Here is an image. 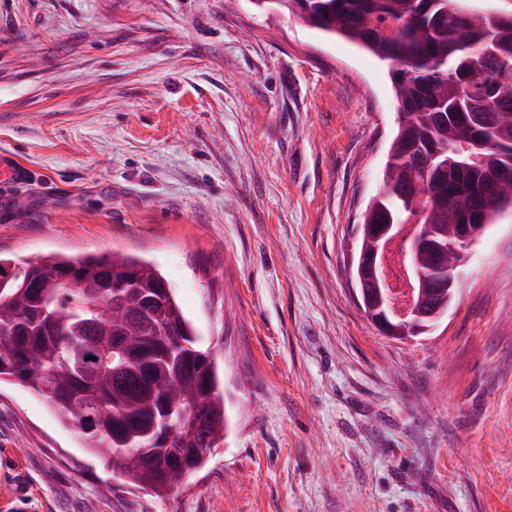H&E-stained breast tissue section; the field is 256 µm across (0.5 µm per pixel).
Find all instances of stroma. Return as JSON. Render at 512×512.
<instances>
[{"label": "stroma", "instance_id": "35a3bbf8", "mask_svg": "<svg viewBox=\"0 0 512 512\" xmlns=\"http://www.w3.org/2000/svg\"><path fill=\"white\" fill-rule=\"evenodd\" d=\"M396 125L385 62L252 0H0V254L151 263L228 418L158 497L2 382L0 512H512V214L429 333L354 299ZM29 180L28 168L21 166L11 154L0 152V189L5 202L11 190L28 183Z\"/></svg>", "mask_w": 512, "mask_h": 512}]
</instances>
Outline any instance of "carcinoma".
I'll use <instances>...</instances> for the list:
<instances>
[{
    "mask_svg": "<svg viewBox=\"0 0 512 512\" xmlns=\"http://www.w3.org/2000/svg\"><path fill=\"white\" fill-rule=\"evenodd\" d=\"M340 36L389 66L398 113L384 187L363 223L399 224L414 216L430 241L448 230L475 194L484 223L504 213L488 186L512 183V12L469 10L462 0H257ZM424 277L442 288L428 308L454 303L455 274L432 251H418ZM66 279L104 288L144 325L117 375L93 357L95 336H119L109 304L60 287ZM151 264L131 255H48L21 266L0 257V382L41 395L112 476L162 495L176 488L224 438L217 367ZM175 429L172 441L164 428Z\"/></svg>",
    "mask_w": 512,
    "mask_h": 512,
    "instance_id": "cac0c4a2",
    "label": "carcinoma"
}]
</instances>
